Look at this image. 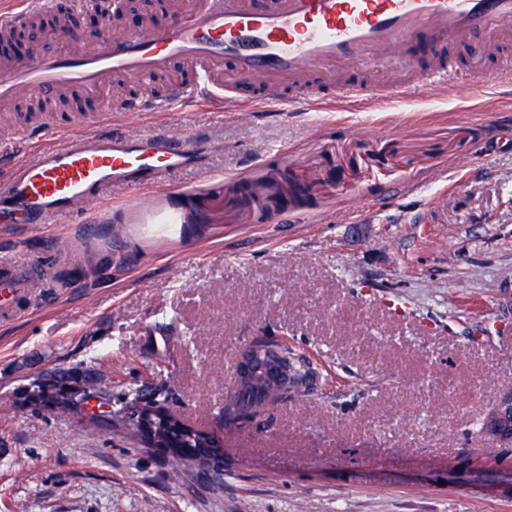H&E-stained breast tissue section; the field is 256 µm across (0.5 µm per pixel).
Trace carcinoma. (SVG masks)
Here are the masks:
<instances>
[{
	"mask_svg": "<svg viewBox=\"0 0 512 512\" xmlns=\"http://www.w3.org/2000/svg\"><path fill=\"white\" fill-rule=\"evenodd\" d=\"M279 363L284 368L286 377L281 380L262 377L253 380L246 398L231 393L228 404L224 405V417L235 418L243 411L253 415L263 414L268 406L283 398L281 389L284 387H293L298 390V394H303L299 387L305 381L308 371L299 356L285 347ZM105 380L106 375L99 363L86 368L79 365L66 370H54L44 376V385L30 398V403L37 409L50 407L56 416L66 418L78 412V408L67 396L70 384L96 387ZM169 394L163 380L147 388L129 389L126 397L139 406V416L129 423L121 422L119 426L135 437L143 447L162 449L172 472H185L196 464L207 462L212 455V440L185 426L165 421L170 415L167 407Z\"/></svg>",
	"mask_w": 512,
	"mask_h": 512,
	"instance_id": "obj_1",
	"label": "carcinoma"
}]
</instances>
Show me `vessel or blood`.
Wrapping results in <instances>:
<instances>
[{
	"instance_id": "obj_1",
	"label": "vessel or blood",
	"mask_w": 512,
	"mask_h": 512,
	"mask_svg": "<svg viewBox=\"0 0 512 512\" xmlns=\"http://www.w3.org/2000/svg\"><path fill=\"white\" fill-rule=\"evenodd\" d=\"M114 0H72L75 14L109 18ZM55 18L69 25L59 0H0V105L29 95L86 103L84 128L72 132L54 113L0 139V224H83L81 207L106 200L116 187L160 186L197 157L194 140L166 135L132 138L116 115L156 112L172 97L214 111L263 104L308 109L336 100L386 101L408 84L384 76L390 61L433 52L424 83L460 78L459 49L488 60L512 79V0H182L164 28L115 39L106 29L78 38L74 49L21 59L9 52L19 28ZM164 78L171 95L103 97L125 80L141 86ZM28 273L0 261V293L21 297Z\"/></svg>"
}]
</instances>
